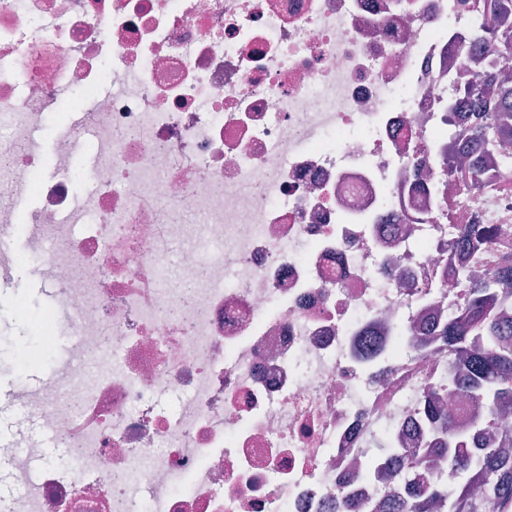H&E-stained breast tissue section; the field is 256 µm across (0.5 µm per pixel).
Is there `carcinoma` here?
<instances>
[{
    "label": "carcinoma",
    "mask_w": 512,
    "mask_h": 512,
    "mask_svg": "<svg viewBox=\"0 0 512 512\" xmlns=\"http://www.w3.org/2000/svg\"><path fill=\"white\" fill-rule=\"evenodd\" d=\"M500 125L491 134L476 137L491 140L482 159L474 161L470 150L458 155L469 159L472 186H482L488 169L507 165L510 155L493 150L500 134L509 132L512 120V84L499 80ZM502 233L491 224H464L459 229V243L479 247L483 241ZM456 283L468 291L465 307L441 324L437 333L416 339L421 351H443L451 355L462 373L441 389L427 387L415 409L421 434L448 458L450 469L445 483L414 479L409 471L401 473L406 497L394 512H431L438 502L447 512H479L476 500L496 506L499 512H512V457L501 456L482 445L465 447L467 438L453 426L443 405L445 396L462 394L486 408L490 415L506 417L512 413V334L501 330L502 319L512 311V298L498 288L501 279L512 277V266L498 268L483 277L473 275L461 262L450 269Z\"/></svg>",
    "instance_id": "carcinoma-1"
}]
</instances>
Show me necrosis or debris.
<instances>
[{
	"label": "necrosis or debris",
	"mask_w": 512,
	"mask_h": 512,
	"mask_svg": "<svg viewBox=\"0 0 512 512\" xmlns=\"http://www.w3.org/2000/svg\"><path fill=\"white\" fill-rule=\"evenodd\" d=\"M511 26L492 0H0V170L37 201L24 267L52 297L0 395L55 447L0 438V512H383L389 433L445 477L408 421L451 363L413 343L467 301L444 275L460 225L508 230L477 270L512 259V166L475 191L443 162L493 123L484 32ZM18 222L1 198L0 302ZM61 325L28 385L13 362Z\"/></svg>",
	"instance_id": "1"
}]
</instances>
